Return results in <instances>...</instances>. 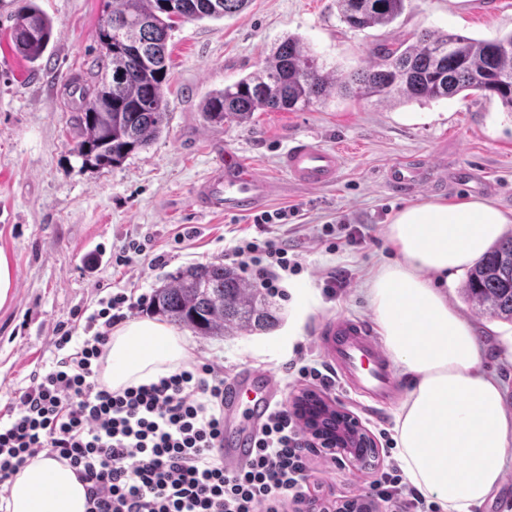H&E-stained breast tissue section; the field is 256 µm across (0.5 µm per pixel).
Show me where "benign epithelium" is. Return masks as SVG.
<instances>
[{
  "instance_id": "obj_1",
  "label": "benign epithelium",
  "mask_w": 512,
  "mask_h": 512,
  "mask_svg": "<svg viewBox=\"0 0 512 512\" xmlns=\"http://www.w3.org/2000/svg\"><path fill=\"white\" fill-rule=\"evenodd\" d=\"M290 409L297 418L303 420L308 445L328 450L338 460L349 464L357 462V454L352 452L354 448H371L373 457L379 456L373 438L359 420L325 397L312 391L304 392L292 398ZM325 413L332 414L344 426V430L338 433L330 427L321 428L319 419Z\"/></svg>"
}]
</instances>
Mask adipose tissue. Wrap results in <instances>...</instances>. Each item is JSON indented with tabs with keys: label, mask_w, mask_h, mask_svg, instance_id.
<instances>
[{
	"label": "adipose tissue",
	"mask_w": 512,
	"mask_h": 512,
	"mask_svg": "<svg viewBox=\"0 0 512 512\" xmlns=\"http://www.w3.org/2000/svg\"><path fill=\"white\" fill-rule=\"evenodd\" d=\"M508 219L489 200L432 199L398 211L387 229L397 258L368 284L389 359L410 380L395 418L404 478L442 512H474L502 481L512 449L503 387L481 370L472 325L437 285L476 262ZM193 357L166 323L131 320L115 329L100 358L111 390L148 383ZM5 512H86V489L56 459H31L14 476Z\"/></svg>",
	"instance_id": "obj_1"
}]
</instances>
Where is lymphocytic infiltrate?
Segmentation results:
<instances>
[{"instance_id":"obj_1","label":"lymphocytic infiltrate","mask_w":512,"mask_h":512,"mask_svg":"<svg viewBox=\"0 0 512 512\" xmlns=\"http://www.w3.org/2000/svg\"><path fill=\"white\" fill-rule=\"evenodd\" d=\"M254 270L270 294L300 263L285 241L240 240L224 252ZM128 301L118 292L88 315L81 341L60 330L50 366L32 374L0 413V497L40 455L69 464L86 488V512H285L309 495V454L294 416L275 405L254 458L230 468L224 440V378L212 365L112 391L98 381L99 359ZM369 498L397 512H436L409 488L398 465L371 482Z\"/></svg>"}]
</instances>
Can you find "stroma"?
Segmentation results:
<instances>
[{
    "label": "stroma",
    "mask_w": 512,
    "mask_h": 512,
    "mask_svg": "<svg viewBox=\"0 0 512 512\" xmlns=\"http://www.w3.org/2000/svg\"><path fill=\"white\" fill-rule=\"evenodd\" d=\"M54 21L50 45L38 67L12 49V0H0V250L15 266L12 299L0 307V409L30 384L32 371L54 357L58 325L97 310L102 297L124 292L134 306L127 319L150 318L138 307L178 270L218 263L238 240L274 234L287 241L302 270L289 275L276 297L280 321L270 331L203 338L194 364L208 363L225 377L251 367L274 376L282 403L307 390L287 375L296 354L327 362L322 329L336 317L374 322L365 287L394 260L387 226L402 208L431 199H486L509 218L512 232V112L477 95L429 103H378L334 97L301 112H259L245 127H213L201 103L262 63L287 35L300 36L327 68L349 73L372 59L378 45L397 46L423 31H449L491 39L512 31V0H410L389 27L355 32L342 23L336 0H250L239 14L175 27L168 40L170 77L164 88L169 122L162 136L120 165L83 167L73 150L80 136V95L101 77L96 39L104 0H36ZM300 141L336 150L341 167L330 186L293 185L281 158ZM232 152L274 191L265 210L293 209L287 223L268 227L251 215L199 211L200 181ZM407 162L432 168L442 190L424 185L401 195L382 175ZM358 231L356 242L348 234ZM143 252L125 265L115 258L128 242ZM345 280L336 295L325 279ZM463 274L448 282V301L474 327L482 369L504 387L512 414V325L476 314L464 301ZM311 294L299 313L298 289ZM395 391L378 400L346 383L324 397L357 417L371 436L393 431L409 388L395 374ZM390 461L387 450L366 466H350L326 453L311 455L317 496L331 502L366 496L372 476Z\"/></svg>",
    "instance_id": "1"
}]
</instances>
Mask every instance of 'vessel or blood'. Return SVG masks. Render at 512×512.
Returning <instances> with one entry per match:
<instances>
[{
  "label": "vessel or blood",
  "instance_id": "b4317fda",
  "mask_svg": "<svg viewBox=\"0 0 512 512\" xmlns=\"http://www.w3.org/2000/svg\"><path fill=\"white\" fill-rule=\"evenodd\" d=\"M281 165L291 180L308 187L332 183L341 165L335 151L301 141L282 157ZM386 182L396 188L411 189L430 183L428 169L397 163L385 173ZM272 192L271 183L249 172L234 154H226L223 165L200 185L197 201L213 211L249 213L258 209ZM325 348L341 378L364 392L378 396L389 391L392 370L388 358L359 319L340 317L329 324ZM275 401L269 374L242 370L224 384V459L245 464L254 450L253 424L266 419Z\"/></svg>",
  "mask_w": 512,
  "mask_h": 512
}]
</instances>
